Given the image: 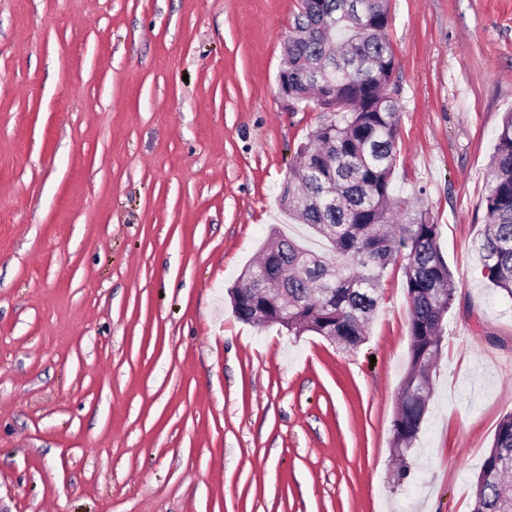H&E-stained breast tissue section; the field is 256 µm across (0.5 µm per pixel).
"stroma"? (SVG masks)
I'll list each match as a JSON object with an SVG mask.
<instances>
[{
    "instance_id": "obj_1",
    "label": "stroma",
    "mask_w": 512,
    "mask_h": 512,
    "mask_svg": "<svg viewBox=\"0 0 512 512\" xmlns=\"http://www.w3.org/2000/svg\"><path fill=\"white\" fill-rule=\"evenodd\" d=\"M299 0H0V512H471L512 412V299L483 279L512 0H390L396 183L459 283L421 432L392 423L409 300L366 341L253 326L228 290L326 113L278 75Z\"/></svg>"
}]
</instances>
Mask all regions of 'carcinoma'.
Returning a JSON list of instances; mask_svg holds the SVG:
<instances>
[{
	"instance_id": "carcinoma-1",
	"label": "carcinoma",
	"mask_w": 512,
	"mask_h": 512,
	"mask_svg": "<svg viewBox=\"0 0 512 512\" xmlns=\"http://www.w3.org/2000/svg\"><path fill=\"white\" fill-rule=\"evenodd\" d=\"M284 45L288 98L313 101L334 111L297 151L299 183L288 180V216L327 241L324 252L279 236L263 262L282 274L288 320L268 316L294 335L336 337L350 348L364 340L378 305L388 266L405 260L409 299V363L403 386L421 397L400 394L392 445L404 452L417 440L431 393L427 369L438 357L443 321L458 284L440 244V225L422 205V191L403 195L394 183L399 136V101L390 92L396 68L387 37L388 0H369L359 13L354 0H300ZM485 197L480 243L481 274L512 299V113L498 128ZM251 281L246 268L232 286L237 317L251 321ZM512 413L497 424L491 448L476 477L471 512H512Z\"/></svg>"
}]
</instances>
